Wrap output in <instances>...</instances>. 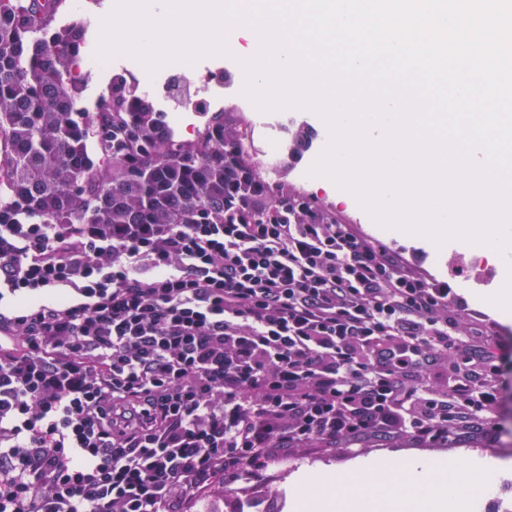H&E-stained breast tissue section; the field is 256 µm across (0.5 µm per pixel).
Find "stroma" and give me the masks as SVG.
I'll return each mask as SVG.
<instances>
[{"label": "stroma", "mask_w": 512, "mask_h": 512, "mask_svg": "<svg viewBox=\"0 0 512 512\" xmlns=\"http://www.w3.org/2000/svg\"><path fill=\"white\" fill-rule=\"evenodd\" d=\"M116 71H126L140 78L147 75L143 65L134 58L117 56L112 59L110 69L87 73L82 107L94 109L99 95L105 92ZM288 114L308 123L318 133L313 147L284 174L289 190L315 197L322 207L356 225L366 238L385 243L409 262L418 264L430 277L448 282L471 314L485 317L490 333L483 337L482 343L502 355L498 404L489 415L495 435L488 442L452 438L447 444L433 446L432 451L451 458H477L497 467L499 476L495 493L503 501H512V321L502 320L489 304L490 298L497 295L507 282H512V264L495 261L487 270L480 271L467 263L472 244L452 240L439 246L427 237L378 225L353 194L339 188L327 177L310 175L311 166L329 141L324 120L305 109L292 108ZM415 449L411 442L395 440L375 447L344 448L333 454L309 449L285 451L269 462L262 477L245 479L225 489L223 500L205 498L197 504L196 510L239 512L241 503L251 500L261 506L262 512H293L297 486L309 473L349 467L369 457L390 463L400 454Z\"/></svg>", "instance_id": "stroma-1"}]
</instances>
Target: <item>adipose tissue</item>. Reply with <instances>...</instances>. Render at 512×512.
I'll use <instances>...</instances> for the list:
<instances>
[{
	"instance_id": "obj_1",
	"label": "adipose tissue",
	"mask_w": 512,
	"mask_h": 512,
	"mask_svg": "<svg viewBox=\"0 0 512 512\" xmlns=\"http://www.w3.org/2000/svg\"><path fill=\"white\" fill-rule=\"evenodd\" d=\"M494 467L471 460L455 463L412 452L387 466L377 459L311 478L296 496L294 512H474L497 486Z\"/></svg>"
}]
</instances>
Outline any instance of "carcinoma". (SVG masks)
<instances>
[{
	"label": "carcinoma",
	"mask_w": 512,
	"mask_h": 512,
	"mask_svg": "<svg viewBox=\"0 0 512 512\" xmlns=\"http://www.w3.org/2000/svg\"><path fill=\"white\" fill-rule=\"evenodd\" d=\"M63 7L0 0V224H222L260 218L246 207L258 194L269 210L304 204L332 218L267 180L233 107L180 139L118 71L95 112L80 110L88 27L53 26ZM288 135L295 157L315 133L301 125Z\"/></svg>",
	"instance_id": "obj_1"
}]
</instances>
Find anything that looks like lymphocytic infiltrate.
I'll return each mask as SVG.
<instances>
[{
    "instance_id": "f902f5d3",
    "label": "lymphocytic infiltrate",
    "mask_w": 512,
    "mask_h": 512,
    "mask_svg": "<svg viewBox=\"0 0 512 512\" xmlns=\"http://www.w3.org/2000/svg\"><path fill=\"white\" fill-rule=\"evenodd\" d=\"M252 206L0 224V512H194L282 451L493 436L499 368L447 282Z\"/></svg>"
}]
</instances>
